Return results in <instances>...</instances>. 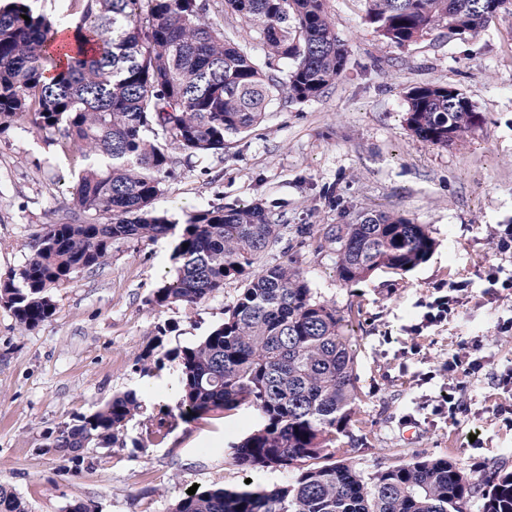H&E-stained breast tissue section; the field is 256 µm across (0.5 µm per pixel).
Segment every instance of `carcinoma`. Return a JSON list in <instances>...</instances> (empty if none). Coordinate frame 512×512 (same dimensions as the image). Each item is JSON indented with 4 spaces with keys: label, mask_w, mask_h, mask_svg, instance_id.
<instances>
[{
    "label": "carcinoma",
    "mask_w": 512,
    "mask_h": 512,
    "mask_svg": "<svg viewBox=\"0 0 512 512\" xmlns=\"http://www.w3.org/2000/svg\"><path fill=\"white\" fill-rule=\"evenodd\" d=\"M366 2L376 33L398 46L440 25L473 37L491 17L512 13V0ZM224 7L256 35L264 58L210 21L205 0H64L53 17L30 0H0V134L29 123L59 135L83 161L73 208L45 225L18 273L0 281V305L33 330L55 313L51 290L105 265L114 242L173 235L175 276L154 291L155 305H194L228 278L242 283L222 324L165 352L179 360V417L252 407L262 423L232 447L233 462L245 473L288 476L271 490L199 488L173 512H467L478 493L483 512H512V472L476 481L447 459L419 454L368 473L347 462L342 438L363 425L351 320L318 297L294 262L257 265L281 236L261 205L197 210L180 228L153 208L173 152H222L226 138L263 121L272 101L317 98L346 69L326 0ZM484 122L457 89L429 83L407 94V128L430 145L448 147ZM316 234L346 284L414 269L435 248L426 225L393 212L294 227L299 247ZM140 408L138 393L127 391L62 431L54 447L109 444ZM0 512L31 510L0 484Z\"/></svg>",
    "instance_id": "1"
}]
</instances>
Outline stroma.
<instances>
[{
  "label": "stroma",
  "mask_w": 512,
  "mask_h": 512,
  "mask_svg": "<svg viewBox=\"0 0 512 512\" xmlns=\"http://www.w3.org/2000/svg\"><path fill=\"white\" fill-rule=\"evenodd\" d=\"M326 6L349 52L343 75L317 99L275 100L223 153L175 154L154 207L181 224L200 209L262 204L282 233L264 263L293 257L321 299L349 312L367 423L345 441L357 469L419 453L475 475L512 472V427L498 414L512 403V389L498 382L512 368V337L497 332L498 321L512 317V295L486 277L492 265L512 273V252L497 253L491 241L498 225H512V15L489 19L474 37L436 27L397 46L366 22L365 0ZM427 83L464 93L484 114L482 128L447 148L413 136L406 94ZM80 163L28 126L0 135V279L24 265L43 224L72 208ZM374 211L426 225L435 240L429 259L347 286L336 278L334 255L318 252L316 240L301 248L293 241V225L345 224ZM174 246L170 237L115 242L106 265L55 289L54 315L34 330H20L0 306V484L31 512H67L76 502L95 512H171L193 486L262 490L286 481L269 468L242 472L231 459L233 444L260 423L253 409L176 416L179 363L148 351L196 344L223 322L239 284L227 280L192 307L155 306L154 291L175 275ZM461 281L472 291L457 314L410 333L437 286ZM463 340L482 346L480 368L459 394L463 411L432 414L424 403L446 393L440 365ZM130 390L143 408L115 444L92 442L75 457L51 447L52 436ZM155 427L160 435L147 439Z\"/></svg>",
  "instance_id": "obj_1"
}]
</instances>
